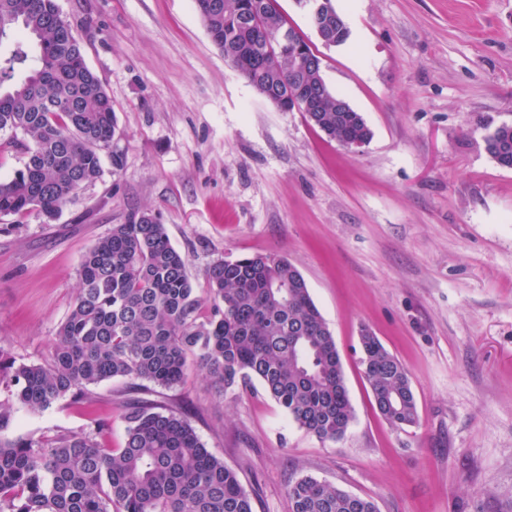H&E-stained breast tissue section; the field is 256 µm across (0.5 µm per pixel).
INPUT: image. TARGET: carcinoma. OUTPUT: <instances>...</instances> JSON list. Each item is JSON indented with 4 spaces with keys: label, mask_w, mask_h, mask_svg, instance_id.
I'll list each match as a JSON object with an SVG mask.
<instances>
[{
    "label": "carcinoma",
    "mask_w": 512,
    "mask_h": 512,
    "mask_svg": "<svg viewBox=\"0 0 512 512\" xmlns=\"http://www.w3.org/2000/svg\"><path fill=\"white\" fill-rule=\"evenodd\" d=\"M211 40L238 57L236 70L278 109L295 92L294 54L264 64V39L283 14L266 0H193ZM0 131L18 137L23 156L0 180V215L32 211L54 219L61 207L123 156L114 144L117 117L84 58L79 34L55 0H0ZM325 91L318 127L349 148L370 141L358 112L336 111ZM497 164H512V124L486 138ZM211 305L202 312L185 256L149 209H133L81 257L79 287L49 359L16 364L0 345V512H253L236 471L206 448L174 410L148 399L122 405L126 441L103 448L101 424L51 437L9 433L19 410L45 411L90 387L140 380L143 389L179 384L190 362L226 390L258 381L299 428L322 441L345 435L353 409L334 336L297 268L285 257L219 259L203 271ZM360 364L375 403L393 427L413 426L418 410L408 371L369 330ZM292 512H377L376 504L312 476L288 486Z\"/></svg>",
    "instance_id": "cac0c4a2"
}]
</instances>
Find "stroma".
Masks as SVG:
<instances>
[{"label": "stroma", "mask_w": 512, "mask_h": 512, "mask_svg": "<svg viewBox=\"0 0 512 512\" xmlns=\"http://www.w3.org/2000/svg\"><path fill=\"white\" fill-rule=\"evenodd\" d=\"M112 99L118 172L54 220L0 215V344L49 358L83 253L149 208L204 268L256 254L301 273L336 341L354 419L333 443L298 428L261 385L222 391L190 368L151 400L173 409L234 469L254 512H290L288 485L313 476L378 512H512V168L484 138L512 123V0H336L349 29L323 46L294 0H279L317 49L330 92L361 113L350 150L283 112L227 64L192 0H56ZM369 328L407 369L416 425L379 413L359 362ZM137 381L20 411L13 436L79 432L120 448Z\"/></svg>", "instance_id": "35a3bbf8"}]
</instances>
